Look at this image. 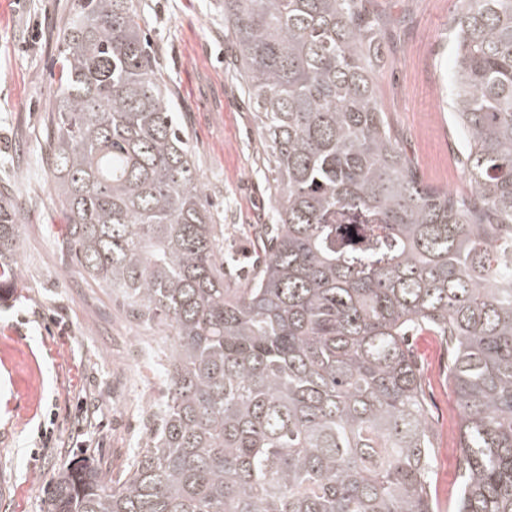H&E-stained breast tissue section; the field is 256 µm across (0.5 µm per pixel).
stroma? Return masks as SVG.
<instances>
[{"instance_id":"1","label":"stroma","mask_w":512,"mask_h":512,"mask_svg":"<svg viewBox=\"0 0 512 512\" xmlns=\"http://www.w3.org/2000/svg\"><path fill=\"white\" fill-rule=\"evenodd\" d=\"M150 51L205 186L225 247L255 254L273 193L254 112L234 72L222 0H135ZM78 0L0 5V195L20 209L19 276L0 296V512H48L58 471L79 458L114 475L149 434L165 395L164 346L120 295L91 286L65 244L51 180L48 110ZM383 33L376 94L422 181L469 193L448 112L457 0H366ZM434 428L441 512L461 485L459 413L436 336L413 339Z\"/></svg>"}]
</instances>
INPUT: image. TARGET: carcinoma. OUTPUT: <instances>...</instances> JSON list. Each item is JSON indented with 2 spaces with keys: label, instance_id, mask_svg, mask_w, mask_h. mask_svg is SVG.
Wrapping results in <instances>:
<instances>
[{
  "label": "carcinoma",
  "instance_id": "obj_1",
  "mask_svg": "<svg viewBox=\"0 0 512 512\" xmlns=\"http://www.w3.org/2000/svg\"><path fill=\"white\" fill-rule=\"evenodd\" d=\"M363 0H224L274 196L257 272L217 234L135 0H79L49 137L75 267L168 345L143 446L62 468L49 512H438L408 337L448 349L453 512H512V0H460L467 196L422 183L375 94ZM19 210L0 201V289Z\"/></svg>",
  "mask_w": 512,
  "mask_h": 512
}]
</instances>
